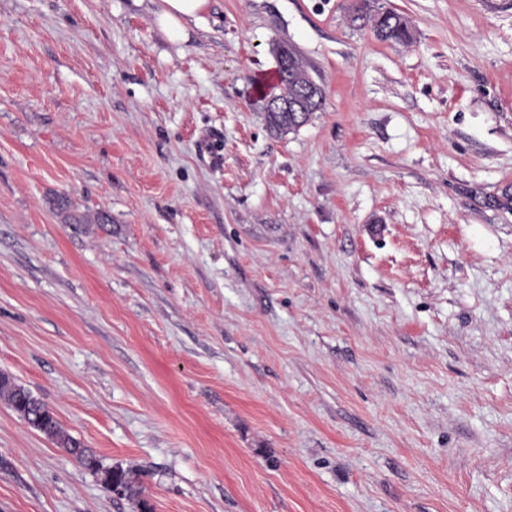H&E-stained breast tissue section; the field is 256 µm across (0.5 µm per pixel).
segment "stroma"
I'll return each mask as SVG.
<instances>
[{
	"instance_id": "obj_1",
	"label": "stroma",
	"mask_w": 512,
	"mask_h": 512,
	"mask_svg": "<svg viewBox=\"0 0 512 512\" xmlns=\"http://www.w3.org/2000/svg\"><path fill=\"white\" fill-rule=\"evenodd\" d=\"M152 9L0 0V372L153 512H512V0ZM0 512L138 506L0 401ZM209 0H151L154 22L170 38H181L185 22L201 18ZM370 17L376 37L383 42L405 44L411 40L409 28L404 16L392 11L378 12ZM273 51L276 58H282L286 65L284 67L278 66L276 72L280 93L271 96L288 100L289 105L292 106L293 97L298 93L297 81L295 80H299L300 76L308 75L307 69L299 54L294 49L288 47V45H277L273 48ZM317 99L307 98L300 103L302 112H306L301 121H297V112H281L288 109V104L282 100L268 98L265 100L266 108V122L269 130L276 134H286L291 131H296L301 126L305 125L314 114L322 110L324 102V91L321 87H317Z\"/></svg>"
}]
</instances>
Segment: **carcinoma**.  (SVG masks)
<instances>
[{"instance_id": "obj_1", "label": "carcinoma", "mask_w": 512, "mask_h": 512, "mask_svg": "<svg viewBox=\"0 0 512 512\" xmlns=\"http://www.w3.org/2000/svg\"><path fill=\"white\" fill-rule=\"evenodd\" d=\"M370 21L376 37L383 42L405 44L411 40L404 16L395 11H377L370 17ZM273 51L285 62V66L278 68L276 72L277 85L280 89L278 97L291 101L298 93L297 79L308 75L307 69L294 49L286 45H278L273 48ZM316 94L317 98L309 97L300 103L304 111V117L300 121L297 120V114L294 112L266 113L269 130L282 135L305 125L314 113L322 110L323 89L317 88ZM484 203L491 208L512 212V185L504 187L499 194L486 197ZM0 400L34 429L58 445L67 448L87 469L100 476L101 482L107 489H112L114 484L123 485L127 487L128 497L137 499L141 497V487L131 471L121 467L104 468L96 459L86 455L83 444L64 432L45 404L7 374L0 376Z\"/></svg>"}]
</instances>
